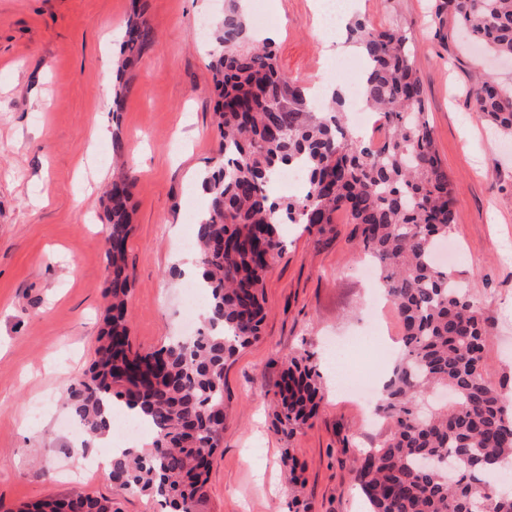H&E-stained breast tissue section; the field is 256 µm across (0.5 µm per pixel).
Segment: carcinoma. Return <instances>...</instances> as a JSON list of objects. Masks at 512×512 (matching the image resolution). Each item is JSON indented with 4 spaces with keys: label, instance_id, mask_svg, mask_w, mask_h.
Segmentation results:
<instances>
[{
    "label": "carcinoma",
    "instance_id": "cac0c4a2",
    "mask_svg": "<svg viewBox=\"0 0 512 512\" xmlns=\"http://www.w3.org/2000/svg\"><path fill=\"white\" fill-rule=\"evenodd\" d=\"M240 2L224 0L210 53L224 161L203 175L208 207L194 223L204 328L144 354L129 342L132 180L117 174L106 192L103 326L88 369L64 384V404L92 437L114 428L116 409L138 411L155 431L152 448L112 459V479L172 512H198L224 434V367L260 338L265 277L284 251L278 226L322 235L342 212L355 225L354 247L379 268L401 329V352L375 404L390 433L350 466L369 512H512V479L495 481L512 467V397L486 377L489 330L467 278L434 263L438 240L454 228L456 190L425 119L406 32L393 21L348 26L367 61L361 95L387 128L377 142L347 135L338 93L322 111L312 107L305 88L280 73L273 41L256 37ZM440 8L486 51L512 57V0H443ZM151 37L145 22H130L124 62ZM470 102L512 137V87L482 77ZM294 167L305 173L302 197L270 199L271 178ZM285 364L274 384L275 431L290 438L313 415L322 387L308 352ZM3 512L118 509L112 498L80 490Z\"/></svg>",
    "mask_w": 512,
    "mask_h": 512
}]
</instances>
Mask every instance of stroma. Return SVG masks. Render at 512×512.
<instances>
[{
  "mask_svg": "<svg viewBox=\"0 0 512 512\" xmlns=\"http://www.w3.org/2000/svg\"><path fill=\"white\" fill-rule=\"evenodd\" d=\"M317 0H247L264 11L281 73L315 88L344 80L313 37ZM439 0H355L354 16L408 31L436 148L457 187L451 238L458 268L489 325L485 361L494 385L512 392V140L471 110L478 73L512 85V59L483 56ZM152 41L121 74L124 106H100L105 69L115 67L134 11ZM224 0H0V504L11 507L80 489L112 497L120 512H163L142 494L83 469L59 396L91 362L101 323L106 217L113 161L132 176L126 314L135 348L182 333L181 242L194 227L187 202L204 211L199 176L222 157L213 125L212 32ZM123 151L114 154L112 144ZM354 227L337 214L316 236L287 225L285 250L265 283L259 342L224 369V437L201 512H365L349 466L379 445L386 422L338 392L324 398L293 438L276 435L270 402L288 354L321 361L324 342L364 335L375 319L399 326L372 279L363 277ZM297 461L289 484L282 449Z\"/></svg>",
  "mask_w": 512,
  "mask_h": 512,
  "instance_id": "35a3bbf8",
  "label": "stroma"
}]
</instances>
